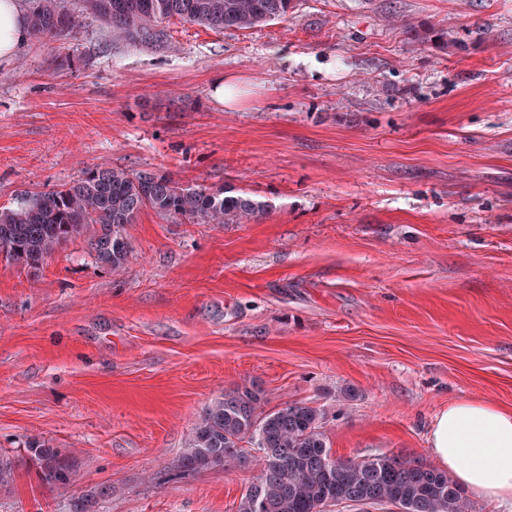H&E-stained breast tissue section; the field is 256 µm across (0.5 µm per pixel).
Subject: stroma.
<instances>
[{
	"label": "stroma",
	"instance_id": "1",
	"mask_svg": "<svg viewBox=\"0 0 512 512\" xmlns=\"http://www.w3.org/2000/svg\"><path fill=\"white\" fill-rule=\"evenodd\" d=\"M65 4L72 35L0 64V207L121 167L272 210H144L117 273L87 233L34 272L0 257V453L39 435L73 459L53 487L20 468L0 512H236L252 471L160 477L243 385L323 408L342 460L429 465L449 401L512 409V0H296L149 45Z\"/></svg>",
	"mask_w": 512,
	"mask_h": 512
}]
</instances>
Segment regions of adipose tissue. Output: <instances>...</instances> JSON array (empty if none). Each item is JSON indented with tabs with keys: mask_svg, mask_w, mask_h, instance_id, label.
<instances>
[{
	"mask_svg": "<svg viewBox=\"0 0 512 512\" xmlns=\"http://www.w3.org/2000/svg\"><path fill=\"white\" fill-rule=\"evenodd\" d=\"M29 36L19 0H0V63ZM428 443L436 464L472 496L512 501V409L456 399L435 417Z\"/></svg>",
	"mask_w": 512,
	"mask_h": 512,
	"instance_id": "obj_1",
	"label": "adipose tissue"
}]
</instances>
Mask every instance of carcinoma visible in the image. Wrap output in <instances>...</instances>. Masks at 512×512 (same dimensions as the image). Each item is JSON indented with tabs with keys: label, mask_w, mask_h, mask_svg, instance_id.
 Returning <instances> with one entry per match:
<instances>
[{
	"label": "carcinoma",
	"mask_w": 512,
	"mask_h": 512,
	"mask_svg": "<svg viewBox=\"0 0 512 512\" xmlns=\"http://www.w3.org/2000/svg\"><path fill=\"white\" fill-rule=\"evenodd\" d=\"M28 23L37 36L63 38L79 24L61 0H30ZM294 0H82V11L107 26L114 41L150 44L161 24L177 18L212 30H244L283 20ZM151 209L161 217L203 224H248L272 206L243 191L186 187L164 171L89 167L73 181L24 194L0 207V253L28 270L69 239L94 229L95 261L114 272L127 264L126 228ZM256 386H241L213 399L198 415L168 478L215 467L250 468L252 482L237 512H329L338 503L371 507L392 503L400 512H473L465 490L444 470L394 454L339 460L327 444L324 412L300 403L265 411ZM33 463L41 483H67L71 457L33 436L26 455L0 454V486Z\"/></svg>",
	"instance_id": "1"
}]
</instances>
